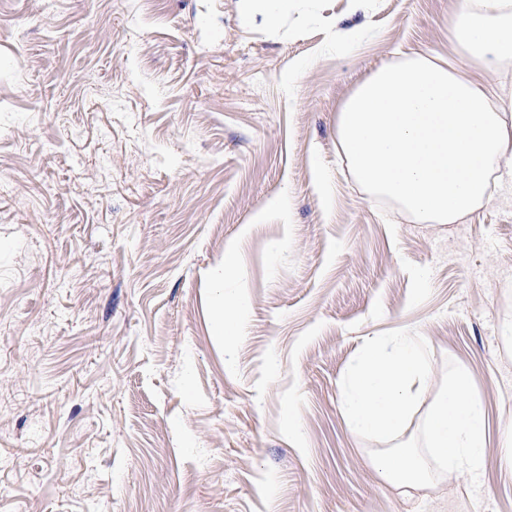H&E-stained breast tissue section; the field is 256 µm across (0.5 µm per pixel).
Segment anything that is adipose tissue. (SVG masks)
Returning <instances> with one entry per match:
<instances>
[{
    "mask_svg": "<svg viewBox=\"0 0 512 512\" xmlns=\"http://www.w3.org/2000/svg\"><path fill=\"white\" fill-rule=\"evenodd\" d=\"M511 64L512 0H465L449 58L416 54L383 65L344 102L337 138L357 180L421 223L455 224L480 208L493 183L512 180V94L484 80ZM430 374L414 337L373 343L352 374V426L394 434ZM425 439L422 448L375 454V468L405 487L436 470L479 476L485 409L466 375L427 407Z\"/></svg>",
    "mask_w": 512,
    "mask_h": 512,
    "instance_id": "ef3b65f1",
    "label": "adipose tissue"
}]
</instances>
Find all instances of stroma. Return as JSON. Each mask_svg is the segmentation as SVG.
Segmentation results:
<instances>
[{
    "mask_svg": "<svg viewBox=\"0 0 512 512\" xmlns=\"http://www.w3.org/2000/svg\"><path fill=\"white\" fill-rule=\"evenodd\" d=\"M463 7L0 0V512H512V187L420 224L336 137ZM398 336L425 401L467 373L479 480L379 476L420 413L350 427L351 371Z\"/></svg>",
    "mask_w": 512,
    "mask_h": 512,
    "instance_id": "35a3bbf8",
    "label": "stroma"
}]
</instances>
